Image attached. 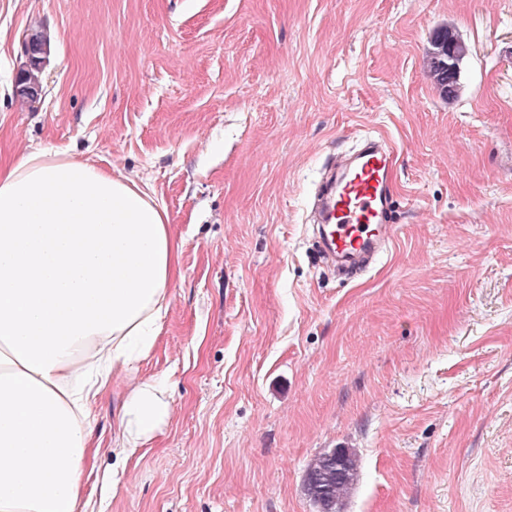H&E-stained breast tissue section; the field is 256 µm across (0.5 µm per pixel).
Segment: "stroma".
Listing matches in <instances>:
<instances>
[{
    "mask_svg": "<svg viewBox=\"0 0 512 512\" xmlns=\"http://www.w3.org/2000/svg\"><path fill=\"white\" fill-rule=\"evenodd\" d=\"M442 29L468 48L450 98ZM374 132L396 239L344 281L305 217L328 154ZM32 147L146 186L181 244L154 347L92 407L85 512H316L331 448L359 460L344 512H512V0H0V162ZM156 378L170 420L115 458ZM446 31V30H444ZM448 36V53L444 49V45L438 44V38L434 39L431 43V48L428 51V69H429V77L432 79L435 87L439 90L441 94L444 96L449 95L448 93V56L451 60L456 62L460 59L464 54V48L460 41H458L449 31H446V35L443 38ZM464 55L461 60L465 57ZM460 60V61H461Z\"/></svg>",
    "mask_w": 512,
    "mask_h": 512,
    "instance_id": "35a3bbf8",
    "label": "stroma"
}]
</instances>
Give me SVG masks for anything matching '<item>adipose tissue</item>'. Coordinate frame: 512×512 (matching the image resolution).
I'll use <instances>...</instances> for the list:
<instances>
[{
	"label": "adipose tissue",
	"instance_id": "1",
	"mask_svg": "<svg viewBox=\"0 0 512 512\" xmlns=\"http://www.w3.org/2000/svg\"><path fill=\"white\" fill-rule=\"evenodd\" d=\"M179 249L130 178L40 148L0 165V512H80L91 400L153 348ZM170 412L164 383L137 384L119 447Z\"/></svg>",
	"mask_w": 512,
	"mask_h": 512
}]
</instances>
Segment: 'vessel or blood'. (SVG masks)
Wrapping results in <instances>:
<instances>
[{"instance_id":"obj_1","label":"vessel or blood","mask_w":512,"mask_h":512,"mask_svg":"<svg viewBox=\"0 0 512 512\" xmlns=\"http://www.w3.org/2000/svg\"><path fill=\"white\" fill-rule=\"evenodd\" d=\"M394 163L391 145L366 135L358 148L333 155L324 168L313 229L321 259L345 277L366 273L394 240Z\"/></svg>"}]
</instances>
